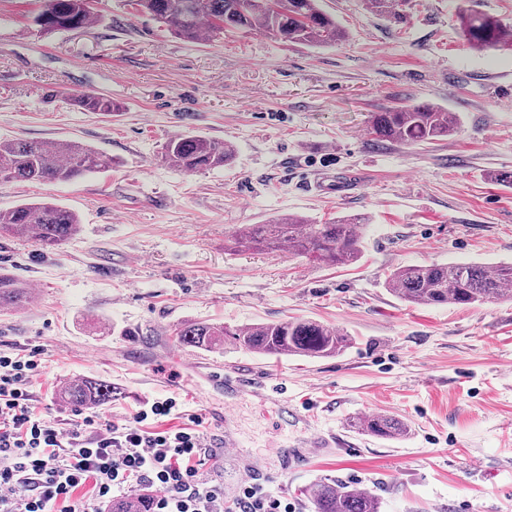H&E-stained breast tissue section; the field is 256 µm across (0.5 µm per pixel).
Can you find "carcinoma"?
<instances>
[{
  "instance_id": "obj_1",
  "label": "carcinoma",
  "mask_w": 512,
  "mask_h": 512,
  "mask_svg": "<svg viewBox=\"0 0 512 512\" xmlns=\"http://www.w3.org/2000/svg\"><path fill=\"white\" fill-rule=\"evenodd\" d=\"M141 11L164 23L174 34L198 43L217 32L258 30L290 43L332 46L345 38L336 19L326 14L318 0H136ZM98 16L90 0H45L35 17L43 32L77 30L95 23ZM468 42L494 48L512 42L497 19L470 13L462 19ZM86 112L110 115L121 106L110 99L86 92L75 99ZM457 118L434 105L417 104L393 108L375 115L372 131L378 140L406 143L434 141L456 132ZM235 153L230 142L197 134H177L162 147V158L184 172L224 167ZM112 167V158L75 142L49 140H0V183L12 181L68 182L87 173ZM80 224L72 211L51 201L24 203L0 211V235L33 238L43 247H54L73 236ZM363 218L341 217L328 224L284 215L268 224H248L238 231L243 247L288 253L325 265H346L361 254ZM512 284V263L489 266L479 263H432L394 270L387 279L390 292L416 305L481 304L506 295ZM27 285L0 273V309L20 308L29 303ZM230 341L239 348L281 357L299 355L330 357L344 351L351 338L320 322L292 318L278 322L230 327L185 322L176 328L175 341L210 351ZM60 398L74 408H95L112 401V385L94 379L66 382ZM353 427L384 439L407 434V426L387 415L376 414L353 422ZM308 495L315 512H380L381 501L370 491L336 482H320ZM155 493L112 500L108 512H151Z\"/></svg>"
}]
</instances>
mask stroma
Masks as SVG:
<instances>
[{
  "instance_id": "1",
  "label": "stroma",
  "mask_w": 512,
  "mask_h": 512,
  "mask_svg": "<svg viewBox=\"0 0 512 512\" xmlns=\"http://www.w3.org/2000/svg\"><path fill=\"white\" fill-rule=\"evenodd\" d=\"M347 32L332 47L283 43L260 31L189 43L128 0H92L99 19L40 32V0H0V139L75 141L111 168L67 183H0V210L49 200L75 212L79 233L45 249L0 238V268L34 290L0 311V350L41 348L33 389L49 420L74 412L69 380L111 383L103 419L132 422L145 403L177 398L186 414L227 413L236 455L209 456L199 475L233 498L244 459L266 460V488L314 512L306 488L338 481L375 493L382 512H512V297L418 306L387 288L422 263H512V46L479 49L461 12L512 28V0H402L400 19L366 0H321ZM92 91L121 104L82 111ZM430 103L459 119L430 143L375 140L373 116ZM193 132L233 143L224 167L182 172L165 141ZM359 186L328 199L315 173ZM369 216L353 264L244 249L245 224L285 214L314 224ZM301 317L351 337L327 358L268 357L225 344L174 341L185 322L246 326ZM191 363H184V356ZM248 370L286 387L308 430L281 429L272 402L231 398L213 371ZM387 414L408 427L386 440L351 420ZM318 435L329 448L283 471L274 443Z\"/></svg>"
}]
</instances>
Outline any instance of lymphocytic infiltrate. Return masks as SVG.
<instances>
[{
    "label": "lymphocytic infiltrate",
    "instance_id": "lymphocytic-infiltrate-1",
    "mask_svg": "<svg viewBox=\"0 0 512 512\" xmlns=\"http://www.w3.org/2000/svg\"><path fill=\"white\" fill-rule=\"evenodd\" d=\"M45 370L41 350L0 352V512H105L114 494L134 481L158 489L153 512H296L257 484L242 485L225 503L223 492L199 475L201 415L175 429L153 428L181 415L176 398L145 404L129 424L97 415L84 416L78 426L45 419L31 392ZM87 485L92 495H82Z\"/></svg>",
    "mask_w": 512,
    "mask_h": 512
}]
</instances>
